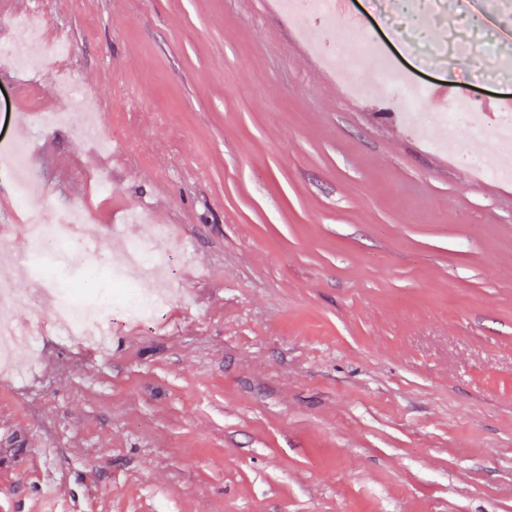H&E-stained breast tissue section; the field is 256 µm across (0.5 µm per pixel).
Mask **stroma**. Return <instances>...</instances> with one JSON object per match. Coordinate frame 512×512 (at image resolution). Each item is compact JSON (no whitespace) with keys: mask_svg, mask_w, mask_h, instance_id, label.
<instances>
[{"mask_svg":"<svg viewBox=\"0 0 512 512\" xmlns=\"http://www.w3.org/2000/svg\"><path fill=\"white\" fill-rule=\"evenodd\" d=\"M63 30L57 71L5 57L0 95L26 85L30 204L95 205L178 226L177 281L156 328L113 320L94 357L15 280L33 330L29 374L0 381V512H45L54 482L76 512H512V184L436 155L400 123L373 43L428 88L512 98V6L477 0L489 38L448 25L395 31L378 0H349L360 96L302 37L340 16L276 0H27ZM99 116L97 140L31 112L56 100ZM106 194H98L100 183ZM83 246L72 273L112 291Z\"/></svg>","mask_w":512,"mask_h":512,"instance_id":"obj_1","label":"stroma"}]
</instances>
